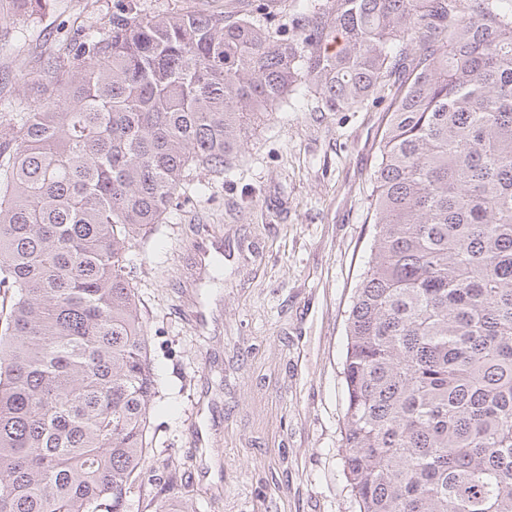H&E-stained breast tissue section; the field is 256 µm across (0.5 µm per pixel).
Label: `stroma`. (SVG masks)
<instances>
[{
    "label": "stroma",
    "instance_id": "stroma-1",
    "mask_svg": "<svg viewBox=\"0 0 512 512\" xmlns=\"http://www.w3.org/2000/svg\"><path fill=\"white\" fill-rule=\"evenodd\" d=\"M150 14L252 12L296 34L279 0H138ZM119 0H41L0 25V105L26 100L24 72L104 25ZM422 48L391 50L368 101L343 111L296 97L247 129L224 174H193L128 263L147 321L158 394L150 465L182 464L181 512H354L341 445L346 312L372 243L367 222L388 105ZM224 239L218 287L195 288L192 245ZM205 307L210 323L197 332Z\"/></svg>",
    "mask_w": 512,
    "mask_h": 512
}]
</instances>
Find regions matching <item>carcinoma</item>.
<instances>
[{"label":"carcinoma","mask_w":512,"mask_h":512,"mask_svg":"<svg viewBox=\"0 0 512 512\" xmlns=\"http://www.w3.org/2000/svg\"><path fill=\"white\" fill-rule=\"evenodd\" d=\"M330 0L282 38L248 13L79 30L0 120V512H130L158 393L127 254L247 120L303 88L361 104L436 22L378 141L346 325L358 512H512V0Z\"/></svg>","instance_id":"carcinoma-1"}]
</instances>
